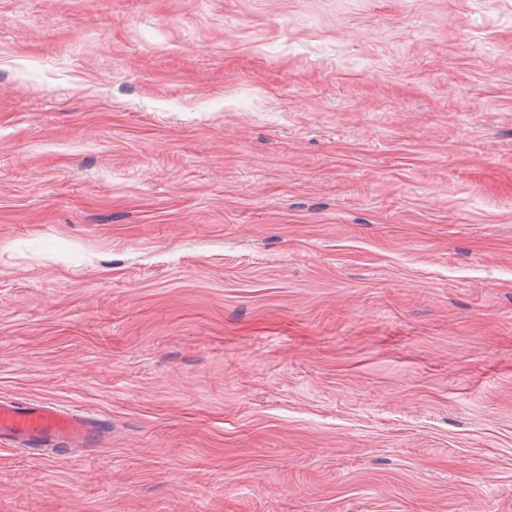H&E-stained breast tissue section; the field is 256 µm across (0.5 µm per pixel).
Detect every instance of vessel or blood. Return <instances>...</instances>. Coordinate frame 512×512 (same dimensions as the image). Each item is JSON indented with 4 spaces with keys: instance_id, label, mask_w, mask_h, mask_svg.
Returning <instances> with one entry per match:
<instances>
[{
    "instance_id": "b4317fda",
    "label": "vessel or blood",
    "mask_w": 512,
    "mask_h": 512,
    "mask_svg": "<svg viewBox=\"0 0 512 512\" xmlns=\"http://www.w3.org/2000/svg\"><path fill=\"white\" fill-rule=\"evenodd\" d=\"M92 431L87 414L56 404L0 400V443L22 449L83 443Z\"/></svg>"
}]
</instances>
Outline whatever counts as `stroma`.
Returning a JSON list of instances; mask_svg holds the SVG:
<instances>
[{"instance_id": "35a3bbf8", "label": "stroma", "mask_w": 512, "mask_h": 512, "mask_svg": "<svg viewBox=\"0 0 512 512\" xmlns=\"http://www.w3.org/2000/svg\"><path fill=\"white\" fill-rule=\"evenodd\" d=\"M0 512H512V0H0ZM90 419L56 404L0 400V443L18 449L82 444L92 432Z\"/></svg>"}]
</instances>
